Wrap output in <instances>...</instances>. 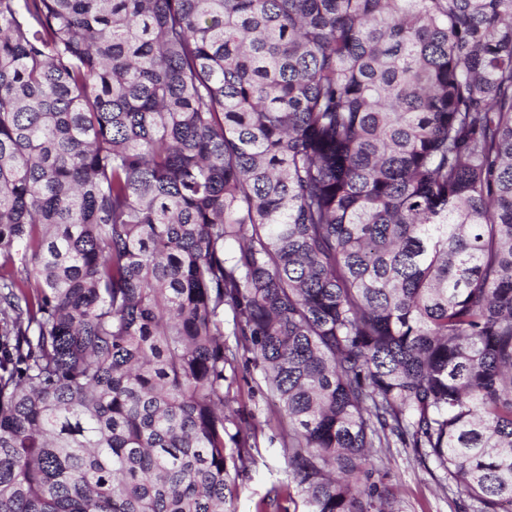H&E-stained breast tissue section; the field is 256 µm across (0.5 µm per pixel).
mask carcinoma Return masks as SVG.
Returning <instances> with one entry per match:
<instances>
[{
	"label": "carcinoma",
	"mask_w": 512,
	"mask_h": 512,
	"mask_svg": "<svg viewBox=\"0 0 512 512\" xmlns=\"http://www.w3.org/2000/svg\"><path fill=\"white\" fill-rule=\"evenodd\" d=\"M226 317L307 512H512V0H0V512H228ZM382 457L380 476L386 474L383 481L392 489L399 512H452V492L442 489L412 455L393 446L384 448Z\"/></svg>",
	"instance_id": "obj_1"
}]
</instances>
